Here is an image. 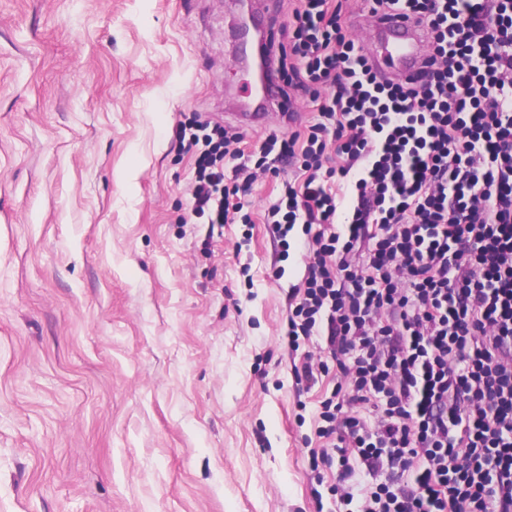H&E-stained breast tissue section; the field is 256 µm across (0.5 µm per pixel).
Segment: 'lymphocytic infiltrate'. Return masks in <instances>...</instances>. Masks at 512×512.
<instances>
[{
	"label": "lymphocytic infiltrate",
	"mask_w": 512,
	"mask_h": 512,
	"mask_svg": "<svg viewBox=\"0 0 512 512\" xmlns=\"http://www.w3.org/2000/svg\"><path fill=\"white\" fill-rule=\"evenodd\" d=\"M424 26L413 81L378 74L341 19L358 0H291L268 46L288 99L310 97L306 136L269 134L243 164L242 138L189 118L191 212L235 223L268 159L299 165L267 215L294 227L305 272L288 298L294 372L342 380L321 403L322 463L349 512H512V0H368ZM234 160L232 175L224 164ZM353 204L336 228V189ZM372 418H365L366 409ZM354 449L373 481L347 483Z\"/></svg>",
	"instance_id": "f902f5d3"
}]
</instances>
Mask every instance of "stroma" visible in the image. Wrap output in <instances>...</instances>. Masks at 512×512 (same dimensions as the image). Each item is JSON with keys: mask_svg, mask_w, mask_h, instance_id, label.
Masks as SVG:
<instances>
[{"mask_svg": "<svg viewBox=\"0 0 512 512\" xmlns=\"http://www.w3.org/2000/svg\"><path fill=\"white\" fill-rule=\"evenodd\" d=\"M234 0H0V512H336L313 453L340 379L285 333L304 235L191 217L173 132L250 86ZM189 216V215H188Z\"/></svg>", "mask_w": 512, "mask_h": 512, "instance_id": "35a3bbf8", "label": "stroma"}]
</instances>
